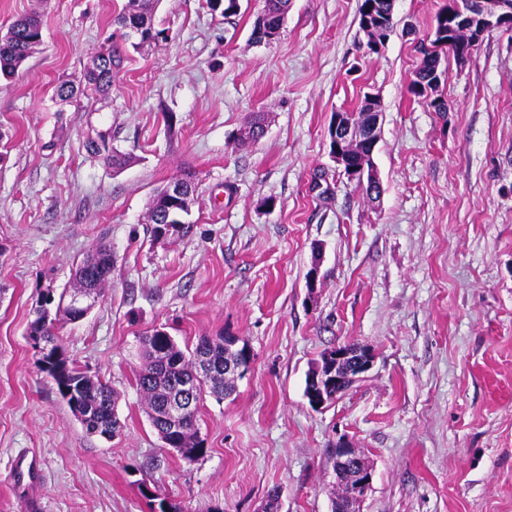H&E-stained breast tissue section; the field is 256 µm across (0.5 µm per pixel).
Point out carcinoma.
<instances>
[{"mask_svg": "<svg viewBox=\"0 0 512 512\" xmlns=\"http://www.w3.org/2000/svg\"><path fill=\"white\" fill-rule=\"evenodd\" d=\"M290 6L291 0H265L264 12L255 19L251 38L257 43H267L270 36L280 34ZM114 22L118 26L136 28L141 41L147 38L156 40L163 34V31L155 28L154 0H128ZM42 40L43 27L37 15H27L13 21L6 34L0 36V76L13 77ZM95 58L99 65L84 70L80 86L63 79L57 83L56 94L59 100L67 102L88 91L101 96L111 92L112 67L118 62L117 55L109 51L97 53ZM87 151L104 159L114 169H121L127 164L124 156L108 147V139L104 136L98 142H89ZM163 222L164 196L160 191L153 198L148 214L152 235H157ZM111 274L112 251L100 243L77 265L74 277L85 280L99 295ZM32 314L28 336H38L51 345L48 353H36L38 370L56 386L61 398L88 433L94 434L99 428L110 431L113 436L119 433L122 425L115 412L114 390L102 380L88 376L70 360L60 337L54 332L52 314L36 308L32 309ZM152 333V337L141 342V365L136 373V385L147 406L153 428L162 434L164 427L158 419L162 407L183 381L196 380L193 410L185 431L177 436L169 434L171 447L178 449L183 459L194 461L206 452L205 441L197 428V413L203 391L209 390L218 399H224L234 391V386L224 385V337L214 339L202 336L193 350L189 351L182 349L161 327L153 329ZM205 348L213 353L214 364L221 372L217 376L199 378L196 376V356Z\"/></svg>", "mask_w": 512, "mask_h": 512, "instance_id": "obj_1", "label": "carcinoma"}]
</instances>
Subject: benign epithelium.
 Listing matches in <instances>:
<instances>
[{
  "label": "benign epithelium",
  "mask_w": 512,
  "mask_h": 512,
  "mask_svg": "<svg viewBox=\"0 0 512 512\" xmlns=\"http://www.w3.org/2000/svg\"><path fill=\"white\" fill-rule=\"evenodd\" d=\"M441 19L448 21L450 39H441L438 44L452 49V56L462 65L470 58L473 47L477 46L484 34L493 29H506L512 26V0H446ZM361 29H375L379 40L370 45L369 50L378 52L387 43V29L375 14V3L368 2L359 13ZM460 30L472 34L469 49L455 47L451 35ZM380 113L378 98L367 94L365 109L359 121L344 111H338L330 128L332 158L336 165L347 174L351 181L361 182L371 187V198L380 197V180L372 164L374 148L379 140ZM193 195L191 187L185 184H172L168 187L166 198L171 208L165 216V223L180 221V207L187 206ZM97 296L88 289L80 288L73 292L72 308L77 319H82L91 310ZM239 339L226 337L224 346L232 352V358L224 361V377L237 378L250 368L252 354L250 350L238 347ZM375 363V355L368 348L350 345H336L327 351L322 363L308 376L309 388L306 398L315 408H322L348 388L363 374L369 372ZM194 383L186 381L165 406L162 419L169 431H178L185 423L187 412L192 403L187 401L188 393ZM336 482L346 485L342 498L336 499V512H362L363 503L372 488L373 470L355 449L346 444L336 446V459L333 466Z\"/></svg>",
  "instance_id": "7a95c632"
}]
</instances>
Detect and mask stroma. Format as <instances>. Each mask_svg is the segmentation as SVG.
<instances>
[{
    "label": "stroma",
    "instance_id": "35a3bbf8",
    "mask_svg": "<svg viewBox=\"0 0 512 512\" xmlns=\"http://www.w3.org/2000/svg\"><path fill=\"white\" fill-rule=\"evenodd\" d=\"M277 40L253 43L264 0L224 17L207 0H157L167 40H109L127 0H0V32L39 12L43 42L0 79V512H330L338 442L369 461L363 512H512V31L465 64L443 60L436 112L407 87L416 40L443 0H395L384 48L365 53L361 0H291ZM115 49L109 96L62 102ZM379 98L370 202L329 154L336 111ZM265 133L238 146L255 114ZM111 133L113 171L87 142ZM322 169L329 199L311 190ZM191 177L180 240L151 236L156 191ZM100 242L112 276L68 355L118 395L120 436L83 429L35 364L27 327L41 288L72 282ZM314 288H307L310 271ZM180 347L224 334L253 360L235 393L204 395L193 462L164 448L134 374L139 338ZM355 343L375 364L320 409L305 396L323 351ZM35 458L40 476L15 481Z\"/></svg>",
    "mask_w": 512,
    "mask_h": 512
}]
</instances>
